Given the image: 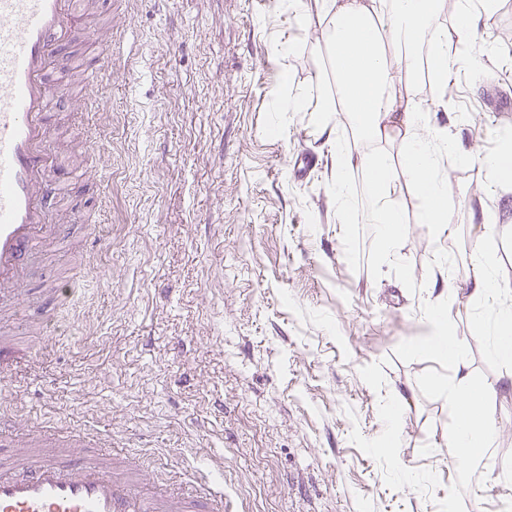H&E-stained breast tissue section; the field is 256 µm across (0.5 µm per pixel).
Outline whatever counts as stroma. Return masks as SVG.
Instances as JSON below:
<instances>
[{"mask_svg":"<svg viewBox=\"0 0 512 512\" xmlns=\"http://www.w3.org/2000/svg\"><path fill=\"white\" fill-rule=\"evenodd\" d=\"M100 28L121 55L106 91L110 114L87 132L77 72L50 113L59 142L50 210L67 231L95 233V266L81 253H49L30 279L79 284L66 326L39 352L22 383L0 381V412L35 428L76 425L138 452L154 491L191 477L229 494L239 512H437L478 500L480 512H512V389L473 328L478 286L469 254L496 251L512 287V181L470 175L461 156L500 152L490 87L512 94V0L475 14L462 41L452 8L438 23L457 51L455 104L420 95L429 125L447 136L449 239L432 240L412 188L394 196L406 230L399 258H380L366 217L345 223L333 186L365 205L360 160L397 155L402 134L366 141L314 107L336 89L322 8L291 0H97ZM306 109L287 111L282 87ZM95 138L81 153L66 142ZM311 158L299 172V153ZM107 191L111 205L100 211ZM457 243L455 277L436 255ZM454 295L453 330L465 337L475 384L497 427L484 475L459 480L445 444L457 413L440 385L447 361L414 353L425 303ZM405 406L396 422L387 409ZM401 443L379 450L388 425Z\"/></svg>","mask_w":512,"mask_h":512,"instance_id":"35a3bbf8","label":"stroma"}]
</instances>
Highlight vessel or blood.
Listing matches in <instances>:
<instances>
[{
	"instance_id": "vessel-or-blood-1",
	"label": "vessel or blood",
	"mask_w": 512,
	"mask_h": 512,
	"mask_svg": "<svg viewBox=\"0 0 512 512\" xmlns=\"http://www.w3.org/2000/svg\"><path fill=\"white\" fill-rule=\"evenodd\" d=\"M87 10L84 0H0V308L33 302L59 311L74 294L70 288H45L32 301L24 288L38 266L39 246L64 233L46 211L56 185L45 116L60 92L48 71L79 68L86 98L94 103L115 62L109 45L90 59L74 57L76 41L94 36L82 26ZM52 323L41 318L38 344L21 348L0 342L1 378L28 373L39 345L50 340ZM94 440L75 430L57 438L53 450L23 460L20 468L0 465V512H225L227 499L197 481L190 491L166 498L144 496L134 459L125 463L128 476H118L112 452L86 456Z\"/></svg>"
}]
</instances>
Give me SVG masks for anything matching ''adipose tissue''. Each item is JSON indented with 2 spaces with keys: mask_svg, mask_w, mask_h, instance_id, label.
<instances>
[{
  "mask_svg": "<svg viewBox=\"0 0 512 512\" xmlns=\"http://www.w3.org/2000/svg\"><path fill=\"white\" fill-rule=\"evenodd\" d=\"M330 26L322 32L330 50L337 89L335 97L326 98L319 107L325 117L341 115L363 136L373 138L403 126V149L399 163L379 153L363 158L368 171L366 214L376 226V240L384 261L397 257L404 220L393 197L397 186L393 168H400L406 183L414 187L422 201L421 223L430 225L434 237L446 234L448 184L441 169L444 159L452 156L447 142L432 133L424 113L414 105L420 87L415 78L416 44L429 47V61L436 83L448 80L455 64L448 54V32L436 17L441 0H323ZM397 54L395 66H388L385 50ZM406 85L408 103L395 96V83ZM497 260L485 248H477L470 269L482 287L477 291L478 307L487 309L477 329L488 335L487 355L505 367L512 381V289L502 286L496 277ZM451 301L426 306L425 318L434 329L433 336L418 345V352L464 367L466 340L448 333ZM449 403L467 399L469 408L462 413L448 436V456L457 471L466 477L480 472L485 465L495 425L486 411L488 391L472 388L467 377L449 382L445 388Z\"/></svg>",
  "mask_w": 512,
  "mask_h": 512,
  "instance_id": "adipose-tissue-1",
  "label": "adipose tissue"
}]
</instances>
